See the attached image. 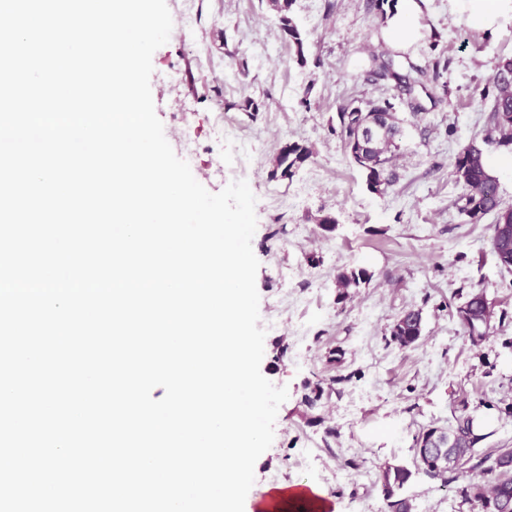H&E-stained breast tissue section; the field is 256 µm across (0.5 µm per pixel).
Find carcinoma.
I'll list each match as a JSON object with an SVG mask.
<instances>
[{"label":"carcinoma","mask_w":512,"mask_h":512,"mask_svg":"<svg viewBox=\"0 0 512 512\" xmlns=\"http://www.w3.org/2000/svg\"><path fill=\"white\" fill-rule=\"evenodd\" d=\"M295 0H269L275 12L282 38L296 49L298 61H305L304 37L294 22L292 6ZM369 60L377 78L394 79L403 83L391 56L369 52ZM494 94L484 120L483 133L471 139L454 156L451 163L456 182L462 192L456 206L467 224H479L489 214L495 215L491 251L500 268L512 273V207H503L497 195V180L487 167V149L492 145L512 146V58L495 65L492 76ZM392 105L386 98L368 100L363 106L347 102L339 107V134L345 157L365 175L369 191L383 196L393 185L390 171L398 142L404 130L390 115ZM314 154L307 144L286 142L274 156L270 178L293 180ZM372 274L364 267L343 269L336 274L337 300L346 302L357 288L371 281ZM456 317L465 332L475 341L489 335L494 325H504L509 318L505 309L497 310L495 301L484 289L472 290L455 309ZM422 312L402 311L389 327L390 341L401 348L414 345L422 336ZM345 381L337 376L329 381L307 382L302 402L313 408L323 396L333 391V385ZM481 432L476 410L467 402L453 409L448 426H428L415 436L414 469L403 465L386 464L380 473L385 512H412L411 499L404 494L405 486L421 473L432 472V478L444 483L462 482L458 493L462 501L478 512H512V448H480L478 444L492 436ZM481 470L482 479L474 481L469 475Z\"/></svg>","instance_id":"1"}]
</instances>
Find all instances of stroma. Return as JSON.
Returning a JSON list of instances; mask_svg holds the SVG:
<instances>
[{
    "label": "stroma",
    "instance_id": "obj_1",
    "mask_svg": "<svg viewBox=\"0 0 512 512\" xmlns=\"http://www.w3.org/2000/svg\"><path fill=\"white\" fill-rule=\"evenodd\" d=\"M169 10L201 8L191 32L173 28L152 57L151 92L174 152L216 193L223 169H237L257 198L252 248L265 328L262 374L287 387L272 446L256 461L249 499L281 483H309L344 507L383 512L384 464L412 466L416 434L447 425L460 401L487 402L492 446L512 448V321L472 343L451 309L472 287L512 313V275L491 251L492 217L465 223L454 202L455 154L480 136L481 94L494 67L512 57V13L495 31L478 32L448 9L425 0L419 34L391 48L401 66L446 63L447 93L429 100L421 89L402 94L374 81L370 48L385 44L375 0H295L306 61L281 38L267 0H166ZM389 98L404 127L386 195L370 192L344 155L337 133L340 104ZM258 109L242 110L244 100ZM421 111H414V104ZM184 119H177V111ZM237 143L219 144L216 121ZM312 144L315 155L293 180H271L277 146ZM276 195H269V188ZM335 216L322 231L320 212ZM363 266L369 285L353 300H336L338 270ZM421 310L424 331L407 349L387 344L403 310ZM340 353L333 362L332 353ZM343 376L322 404L301 403L305 382ZM406 493L415 512H472L455 485L419 475Z\"/></svg>",
    "mask_w": 512,
    "mask_h": 512
}]
</instances>
